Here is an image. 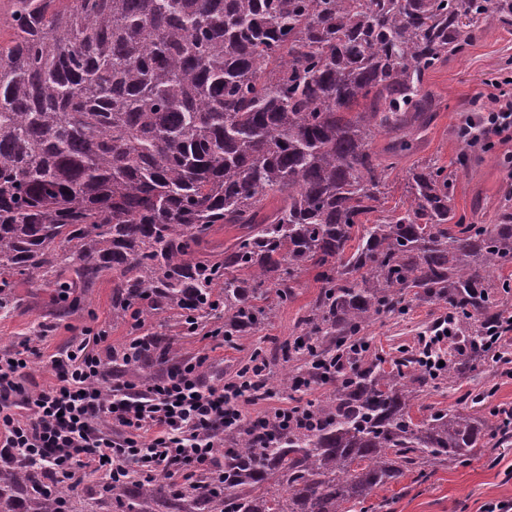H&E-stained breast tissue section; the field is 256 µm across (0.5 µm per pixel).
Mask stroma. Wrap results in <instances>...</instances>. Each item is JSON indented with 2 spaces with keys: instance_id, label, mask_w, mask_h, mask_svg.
Instances as JSON below:
<instances>
[{
  "instance_id": "1",
  "label": "stroma",
  "mask_w": 512,
  "mask_h": 512,
  "mask_svg": "<svg viewBox=\"0 0 512 512\" xmlns=\"http://www.w3.org/2000/svg\"><path fill=\"white\" fill-rule=\"evenodd\" d=\"M512 71V24L491 15L478 38L466 51L448 63L429 71L425 87L442 101L444 110L437 112L412 152L402 158L401 168L427 159L454 170L456 184L453 204L457 215L468 224H493L506 200L505 167L499 164L503 147L485 151L469 148V164L457 168L455 161L460 144L455 131L471 113V102L477 95L489 93L487 76ZM303 286L288 305L279 308L274 317L253 336L236 343L211 336L210 324H202L198 333H181L176 341L181 358L207 355V379L214 384L231 379L240 361L251 348L268 346L271 339L291 336L300 314L317 293L312 275L302 278ZM16 307L0 313V351L30 345L34 353L29 370L34 389L55 381L46 360L64 351L82 335L85 327L107 330V343L117 347L131 336L129 324L112 321V279L104 277L89 294L83 309L64 310L51 289L42 288L23 278H13ZM447 309L438 303L412 302L405 318L381 319L366 330L368 339L379 348L390 349L399 342H413L429 325L445 315ZM495 365L486 363L470 372L456 387L441 384L420 399L421 404L439 408L456 406L459 396L474 386L496 385L492 398L495 405L512 407V379L496 378ZM389 512H483L487 504L512 500V447L490 448L468 465H437L427 481L411 483L402 480L383 490Z\"/></svg>"
}]
</instances>
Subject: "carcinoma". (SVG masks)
<instances>
[{
    "mask_svg": "<svg viewBox=\"0 0 512 512\" xmlns=\"http://www.w3.org/2000/svg\"><path fill=\"white\" fill-rule=\"evenodd\" d=\"M10 0L0 29V311L9 278L57 288L76 309L112 274V321L160 311L224 317L250 336L314 272L318 292L282 344L279 386L322 385L283 426L224 429V480L164 474L103 486L112 512H384L376 491L437 464H466L512 434L489 388L455 408L412 407L434 386L421 351L389 359L364 331L412 301L448 305L463 346L444 376L484 361L507 322L512 212L465 224L455 174L404 171L408 206L384 210L390 177L442 108L425 74L471 45L512 0ZM386 144L374 146L377 137ZM378 214L372 221L369 216ZM217 224L241 234L207 249ZM163 363L174 339L145 338ZM112 352V369L134 370ZM56 512L77 497L23 460L0 467V512Z\"/></svg>",
    "mask_w": 512,
    "mask_h": 512,
    "instance_id": "carcinoma-1",
    "label": "carcinoma"
}]
</instances>
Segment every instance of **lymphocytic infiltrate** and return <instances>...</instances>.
Here are the masks:
<instances>
[{
    "label": "lymphocytic infiltrate",
    "mask_w": 512,
    "mask_h": 512,
    "mask_svg": "<svg viewBox=\"0 0 512 512\" xmlns=\"http://www.w3.org/2000/svg\"><path fill=\"white\" fill-rule=\"evenodd\" d=\"M477 102L481 112L469 123L474 145L512 142V91ZM107 337L100 329L91 342ZM88 343L50 356L56 381L37 391L28 385L24 351H0V464L29 459L75 488L91 473L108 482L130 471L148 479L180 466L186 480L214 471L218 438L241 417L242 383H208L200 354L141 388L108 384L106 362Z\"/></svg>",
    "instance_id": "f902f5d3"
}]
</instances>
